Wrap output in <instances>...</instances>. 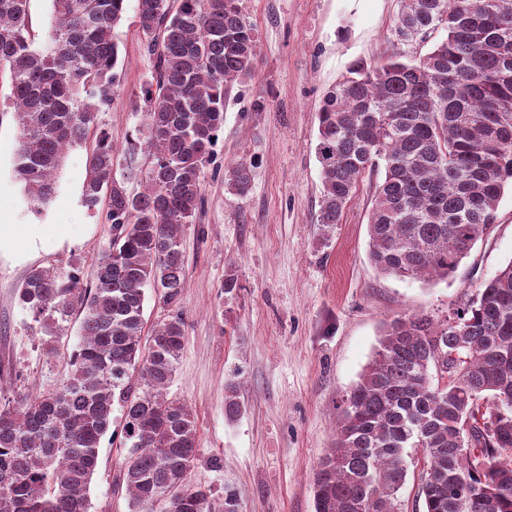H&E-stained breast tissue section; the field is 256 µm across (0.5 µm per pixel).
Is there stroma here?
Returning a JSON list of instances; mask_svg holds the SVG:
<instances>
[{
    "instance_id": "35a3bbf8",
    "label": "stroma",
    "mask_w": 512,
    "mask_h": 512,
    "mask_svg": "<svg viewBox=\"0 0 512 512\" xmlns=\"http://www.w3.org/2000/svg\"><path fill=\"white\" fill-rule=\"evenodd\" d=\"M258 38L253 72L238 79L224 129L206 169L203 206L184 229L187 285L180 297L185 343L169 387L198 423L200 460L188 474L215 497L232 488L240 512H315L313 482L336 440L337 407L371 359L385 320L412 314L445 322L485 280L512 262V188L497 222L445 281H400L370 263V184H362L340 224L317 222L322 195L315 154L317 113L324 94L353 63L383 61L397 45L392 29L401 0H242ZM136 0L113 30L119 86L102 115L115 161L125 167L130 140L143 120L135 101L153 69L135 21ZM18 131L0 117V225L30 224L13 173ZM253 163L249 194L224 186L226 170ZM86 151L71 150L57 194L42 216L65 224L29 258L0 251V363L36 392L67 371L47 360L42 336L17 305L30 268L75 263L92 281L99 249L111 230L103 214L81 203ZM239 287L224 292L225 275ZM235 383L241 413L224 414V386ZM125 451L104 440L90 485L91 512H130L119 489ZM219 457L212 469L210 457Z\"/></svg>"
}]
</instances>
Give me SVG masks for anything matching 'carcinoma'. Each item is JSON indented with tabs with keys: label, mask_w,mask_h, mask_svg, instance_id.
<instances>
[{
	"label": "carcinoma",
	"mask_w": 512,
	"mask_h": 512,
	"mask_svg": "<svg viewBox=\"0 0 512 512\" xmlns=\"http://www.w3.org/2000/svg\"><path fill=\"white\" fill-rule=\"evenodd\" d=\"M241 0H137L155 65L137 129L145 168L117 177L101 114L116 87L112 30L126 0H51L43 38L31 0H0V75L19 131L13 172L38 217L66 153L88 148L83 206L105 209L111 236L94 281L81 268L31 269L15 298L39 324L45 355L80 310L70 369L37 394L0 403V512H89L99 448L122 414V484L131 512H239L227 490L187 481L197 423L169 396L185 341L182 234L203 204L205 168L231 84L251 72L257 37ZM506 0H402L394 40L426 51L353 64L323 97L316 156L318 223H340L366 176L384 170L370 215V259L385 277L452 276L496 223L512 186V15ZM252 163L225 174L248 195ZM142 189L132 191L129 180ZM168 314L144 335L146 290ZM224 386V412H240ZM424 512H512V261L455 317L384 323L343 399L336 446L314 478L315 512H402L409 463Z\"/></svg>",
	"instance_id": "1"
}]
</instances>
